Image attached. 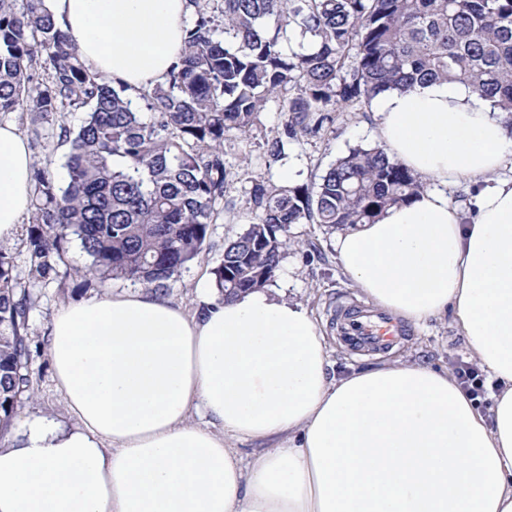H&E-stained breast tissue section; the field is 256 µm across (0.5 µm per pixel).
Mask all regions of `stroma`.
Listing matches in <instances>:
<instances>
[{
    "label": "stroma",
    "instance_id": "obj_1",
    "mask_svg": "<svg viewBox=\"0 0 512 512\" xmlns=\"http://www.w3.org/2000/svg\"><path fill=\"white\" fill-rule=\"evenodd\" d=\"M373 104L362 102L336 113L335 121L318 134L302 137L291 151L287 165L265 166L255 159L256 170L282 185H301L320 176L338 157L357 145L378 143L377 121ZM247 183H234L232 196L237 201L234 214L219 216L211 225L208 248L199 261L190 264L169 281L163 297L181 306L187 314H195L203 298H216L211 283V270L224 252V242L244 232L249 226ZM337 232L323 224H292L288 227V246L272 282L281 298L305 308L320 326L327 339L331 375L343 376L351 368L367 364L365 356L347 352L336 332V311L348 305H363L336 260L334 241ZM15 257V273L21 286L27 287L32 300L28 317L30 337V390L20 402L11 424L1 429L0 442L8 443L26 422L37 415H48L64 424L73 419L56 390L53 368L48 356V341L54 313L61 307L106 294L133 291L134 285L112 280L99 288H60L57 282L31 284L28 281V255L24 237L9 242ZM406 343L400 352L406 359L422 361L438 369L458 372L468 364L466 343L452 318L432 319L419 326H407Z\"/></svg>",
    "mask_w": 512,
    "mask_h": 512
}]
</instances>
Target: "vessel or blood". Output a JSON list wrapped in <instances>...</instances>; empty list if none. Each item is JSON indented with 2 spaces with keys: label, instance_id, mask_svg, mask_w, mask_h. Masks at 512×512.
I'll return each instance as SVG.
<instances>
[{
  "label": "vessel or blood",
  "instance_id": "b4317fda",
  "mask_svg": "<svg viewBox=\"0 0 512 512\" xmlns=\"http://www.w3.org/2000/svg\"><path fill=\"white\" fill-rule=\"evenodd\" d=\"M337 327L343 346L352 352L387 349L403 334L401 326L389 317L358 307L344 309Z\"/></svg>",
  "mask_w": 512,
  "mask_h": 512
}]
</instances>
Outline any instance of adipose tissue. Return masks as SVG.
I'll use <instances>...</instances> for the list:
<instances>
[{
	"mask_svg": "<svg viewBox=\"0 0 512 512\" xmlns=\"http://www.w3.org/2000/svg\"><path fill=\"white\" fill-rule=\"evenodd\" d=\"M92 70L136 91L183 48L189 0H48ZM389 156L424 185L335 239L378 309L453 317L498 384L481 414L448 371L402 358L329 375L323 333L271 288L187 315L152 291L60 308L49 340L76 420L0 444V512H512V131L459 84L379 97ZM27 137L0 121V241L32 191ZM469 183L470 207L448 197ZM201 410L205 425L190 423ZM261 448L242 459L230 440Z\"/></svg>",
	"mask_w": 512,
	"mask_h": 512,
	"instance_id": "adipose-tissue-1",
	"label": "adipose tissue"
}]
</instances>
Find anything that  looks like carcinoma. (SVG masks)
Instances as JSON below:
<instances>
[{"instance_id":"1","label":"carcinoma","mask_w":512,"mask_h":512,"mask_svg":"<svg viewBox=\"0 0 512 512\" xmlns=\"http://www.w3.org/2000/svg\"><path fill=\"white\" fill-rule=\"evenodd\" d=\"M0 0V112L30 115L32 140L59 130L67 145L60 185L34 167L26 228L28 279L59 280L69 245L88 263L83 284L121 278L158 292L199 259L219 212L235 209L234 182L250 184L251 222L224 244L211 271L222 299L271 285L290 224L332 229L372 224L423 188L385 146H358L319 182L279 185L252 168L225 164L251 137L268 101L284 114L258 149L285 162L299 137L334 122L332 113L418 84L457 83L492 101L512 131V0H190L194 21L167 78L140 93L86 66L55 24L46 0ZM224 39L214 37L216 14ZM44 59L49 81L36 76ZM85 110L71 130L65 107ZM30 293L0 246V426L29 386Z\"/></svg>"}]
</instances>
